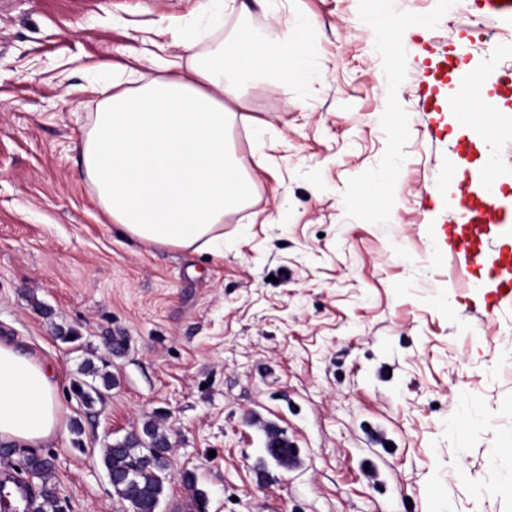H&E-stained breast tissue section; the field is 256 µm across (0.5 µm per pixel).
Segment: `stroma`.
I'll use <instances>...</instances> for the list:
<instances>
[{
    "label": "stroma",
    "instance_id": "obj_1",
    "mask_svg": "<svg viewBox=\"0 0 512 512\" xmlns=\"http://www.w3.org/2000/svg\"><path fill=\"white\" fill-rule=\"evenodd\" d=\"M379 8L421 25L382 44ZM486 20L483 0L232 2L215 22L209 0H0V342L52 367L61 405L56 433L0 469L48 457L65 512H132L102 451L158 421L160 512H196L186 472L206 512H512V309L487 269L450 278L468 236L448 170L483 148L453 118L449 64L480 67L484 101L512 113V38ZM187 25L202 51L286 32L306 59L301 81L244 85L233 138L255 190L217 249L109 223L80 154L103 89L166 76ZM393 170L387 206L361 200ZM266 421L298 450L289 468L265 459Z\"/></svg>",
    "mask_w": 512,
    "mask_h": 512
}]
</instances>
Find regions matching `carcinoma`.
<instances>
[{
    "label": "carcinoma",
    "instance_id": "cac0c4a2",
    "mask_svg": "<svg viewBox=\"0 0 512 512\" xmlns=\"http://www.w3.org/2000/svg\"><path fill=\"white\" fill-rule=\"evenodd\" d=\"M268 457L283 468H288V437L274 423L266 425ZM169 436L157 423L143 427L142 434H133L118 440L103 450L101 462L106 470L113 491L130 502L133 512H159L166 495L162 473L169 466ZM25 471L39 479L41 502L36 512H62L54 488L51 462L39 455L31 454L24 460Z\"/></svg>",
    "mask_w": 512,
    "mask_h": 512
}]
</instances>
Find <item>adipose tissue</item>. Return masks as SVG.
Listing matches in <instances>:
<instances>
[{"label":"adipose tissue","instance_id":"ef3b65f1","mask_svg":"<svg viewBox=\"0 0 512 512\" xmlns=\"http://www.w3.org/2000/svg\"><path fill=\"white\" fill-rule=\"evenodd\" d=\"M177 46L187 68L107 96L81 154L112 223L143 242L205 249L251 195L230 138L245 82L260 72L296 81L303 55L288 40L272 44L251 32L200 52L184 30ZM60 413L50 369L0 342V440L43 443Z\"/></svg>","mask_w":512,"mask_h":512}]
</instances>
